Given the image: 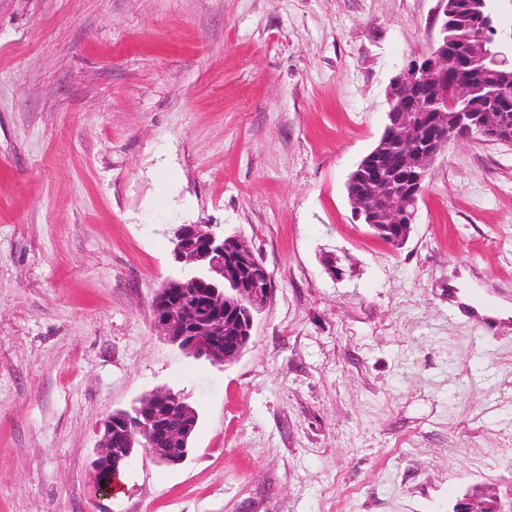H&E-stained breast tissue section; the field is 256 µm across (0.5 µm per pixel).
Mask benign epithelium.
<instances>
[{
  "instance_id": "benign-epithelium-1",
  "label": "benign epithelium",
  "mask_w": 512,
  "mask_h": 512,
  "mask_svg": "<svg viewBox=\"0 0 512 512\" xmlns=\"http://www.w3.org/2000/svg\"><path fill=\"white\" fill-rule=\"evenodd\" d=\"M490 2L464 0L479 37L462 43L452 35L455 2L439 0L437 35L393 77L384 131L348 178L346 191L355 218L394 247L408 240L431 168L451 144L478 140L512 146V120L507 113L469 104L480 89L475 74L512 70V30L500 27ZM418 90L436 95L411 98V92ZM403 148L415 176L414 186L400 192L383 161ZM226 241L234 246L231 258L224 256ZM173 244L182 274L156 294L155 326L187 356L204 357L219 366L238 360L251 338L254 313L272 297L271 273L244 239L218 234L208 224L179 225ZM226 283L233 288H224ZM176 409L187 418L194 416L184 398L157 388L142 395L131 409L107 419L94 460L101 489L111 488L119 479L112 461L132 458L138 448L166 465L186 460L192 427L170 428L167 418ZM454 512L504 510L496 496L474 488L456 503Z\"/></svg>"
}]
</instances>
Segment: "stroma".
Listing matches in <instances>:
<instances>
[{"label": "stroma", "mask_w": 512, "mask_h": 512, "mask_svg": "<svg viewBox=\"0 0 512 512\" xmlns=\"http://www.w3.org/2000/svg\"><path fill=\"white\" fill-rule=\"evenodd\" d=\"M439 0H0V512H452L512 501V147L434 164L408 241L352 218L349 174ZM180 224L272 275L224 366L159 335ZM165 387L179 466L111 494L104 419ZM453 512H505L500 500L480 488H474L460 499Z\"/></svg>", "instance_id": "obj_1"}]
</instances>
